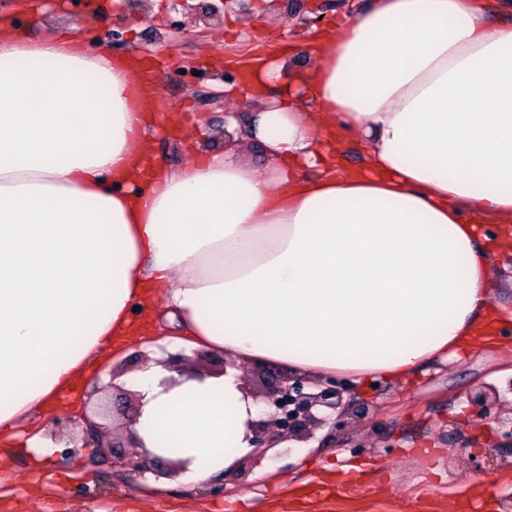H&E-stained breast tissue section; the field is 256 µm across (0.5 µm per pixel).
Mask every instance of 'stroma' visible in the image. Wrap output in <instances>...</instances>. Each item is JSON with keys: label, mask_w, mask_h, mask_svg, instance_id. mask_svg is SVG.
Wrapping results in <instances>:
<instances>
[{"label": "stroma", "mask_w": 512, "mask_h": 512, "mask_svg": "<svg viewBox=\"0 0 512 512\" xmlns=\"http://www.w3.org/2000/svg\"><path fill=\"white\" fill-rule=\"evenodd\" d=\"M97 23L82 27L84 4L51 0H0L19 32L38 37L60 30L91 39L115 55H133L161 73L162 110L173 117L159 130L155 149L171 168L186 164L187 141L201 134L203 146L224 149V115L239 112L244 81L225 84L241 58L292 55L304 69L309 35L294 16L275 11L266 27L269 0H246L244 8L206 19L201 11H171L169 0H94ZM191 70H184V63ZM223 93L224 102L200 110L193 96L194 72ZM504 355L492 349L461 360L438 361L412 382L380 380L352 395L361 416L339 430L324 427L312 440L287 442L266 457L240 456L220 494L165 479L152 490L149 479L114 466L101 449L56 452L41 469L24 449L0 447V512H503L512 500V450L500 447L494 420L468 417L466 392L484 383L505 386ZM491 453L496 473L475 468L474 454Z\"/></svg>", "instance_id": "1"}]
</instances>
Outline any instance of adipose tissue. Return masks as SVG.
Segmentation results:
<instances>
[{"label":"adipose tissue","mask_w":512,"mask_h":512,"mask_svg":"<svg viewBox=\"0 0 512 512\" xmlns=\"http://www.w3.org/2000/svg\"><path fill=\"white\" fill-rule=\"evenodd\" d=\"M310 43L291 76L254 59L252 94L278 82V102L172 171L152 151L162 77L0 16L1 443L52 456L21 425L169 322L185 351L235 362L125 378L142 448L192 486L252 449L241 365L404 383L488 344L479 226L512 222V23L484 0H374ZM344 134L365 149L350 174L329 148ZM248 138L267 168L241 160Z\"/></svg>","instance_id":"adipose-tissue-1"}]
</instances>
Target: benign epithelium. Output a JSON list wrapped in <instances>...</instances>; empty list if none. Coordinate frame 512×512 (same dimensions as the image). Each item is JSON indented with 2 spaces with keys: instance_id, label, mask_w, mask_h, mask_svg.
I'll list each match as a JSON object with an SVG mask.
<instances>
[{
  "instance_id": "benign-epithelium-1",
  "label": "benign epithelium",
  "mask_w": 512,
  "mask_h": 512,
  "mask_svg": "<svg viewBox=\"0 0 512 512\" xmlns=\"http://www.w3.org/2000/svg\"><path fill=\"white\" fill-rule=\"evenodd\" d=\"M512 392V379L507 381L506 389L494 384H486L467 395L472 415L480 420L493 419L500 424L502 437L512 441V407L508 416H503L504 392ZM350 393V385L340 380L313 382L309 378L289 372H275L270 383L262 393L266 418L253 426V447L266 451L284 439L306 441L313 437L314 431L326 423L340 426L345 418L352 414L349 405L344 402ZM128 395L113 382L96 385L87 393V399L77 405V410L66 417L52 422L53 437L58 448L78 447L75 430H81L83 440L94 441L99 447L107 449L125 470L131 473L151 472L156 476H171L177 473L179 464L175 461L152 457L140 453H123V448L138 447L134 435L126 426L109 427L93 421L87 413L86 404L97 398L96 414L104 420L119 415L127 420L134 416L115 404V397ZM326 408L330 413L318 415V410Z\"/></svg>"
}]
</instances>
